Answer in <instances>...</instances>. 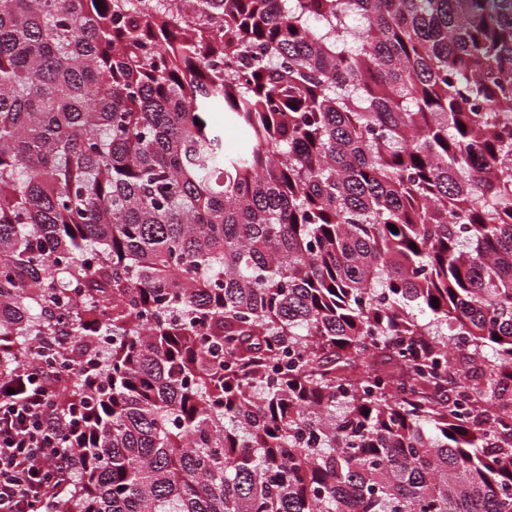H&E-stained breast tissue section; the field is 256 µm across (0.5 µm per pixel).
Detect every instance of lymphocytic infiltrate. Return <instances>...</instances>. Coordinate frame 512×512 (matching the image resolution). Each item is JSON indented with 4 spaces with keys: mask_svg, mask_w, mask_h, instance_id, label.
<instances>
[{
    "mask_svg": "<svg viewBox=\"0 0 512 512\" xmlns=\"http://www.w3.org/2000/svg\"><path fill=\"white\" fill-rule=\"evenodd\" d=\"M63 336L33 341L16 379L0 380V512H34L64 492L79 466L61 435L71 423L60 408L45 357Z\"/></svg>",
    "mask_w": 512,
    "mask_h": 512,
    "instance_id": "1",
    "label": "lymphocytic infiltrate"
}]
</instances>
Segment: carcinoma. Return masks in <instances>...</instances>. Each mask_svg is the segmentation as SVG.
<instances>
[{
  "instance_id": "obj_1",
  "label": "carcinoma",
  "mask_w": 512,
  "mask_h": 512,
  "mask_svg": "<svg viewBox=\"0 0 512 512\" xmlns=\"http://www.w3.org/2000/svg\"><path fill=\"white\" fill-rule=\"evenodd\" d=\"M188 2L0 4V376L68 331L51 512H512V0Z\"/></svg>"
}]
</instances>
